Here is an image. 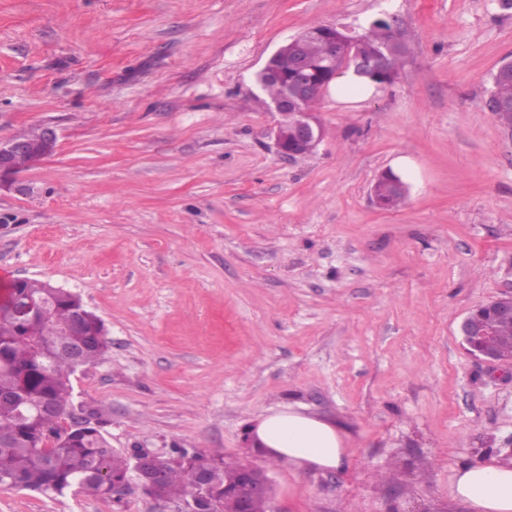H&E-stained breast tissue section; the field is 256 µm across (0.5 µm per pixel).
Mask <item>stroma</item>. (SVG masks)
<instances>
[{"label": "stroma", "mask_w": 512, "mask_h": 512, "mask_svg": "<svg viewBox=\"0 0 512 512\" xmlns=\"http://www.w3.org/2000/svg\"><path fill=\"white\" fill-rule=\"evenodd\" d=\"M391 16L396 81L313 107L280 156L256 75L287 39ZM512 0H0V139L52 155L0 191V283L37 279L104 322L71 378L122 454L184 448L265 470L270 512H475L460 465L512 448V368L460 325L512 290V129L483 102ZM386 171L408 191L371 195ZM333 419L339 468L253 455L257 418ZM0 486V512H180Z\"/></svg>", "instance_id": "obj_1"}]
</instances>
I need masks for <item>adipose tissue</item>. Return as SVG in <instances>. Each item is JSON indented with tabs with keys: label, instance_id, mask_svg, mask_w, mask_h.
Returning <instances> with one entry per match:
<instances>
[{
	"label": "adipose tissue",
	"instance_id": "adipose-tissue-1",
	"mask_svg": "<svg viewBox=\"0 0 512 512\" xmlns=\"http://www.w3.org/2000/svg\"><path fill=\"white\" fill-rule=\"evenodd\" d=\"M253 434L264 455L300 470H330L343 462V436L335 424L302 407L269 411L258 418ZM454 489L475 512H512V465H464L455 475Z\"/></svg>",
	"mask_w": 512,
	"mask_h": 512
}]
</instances>
